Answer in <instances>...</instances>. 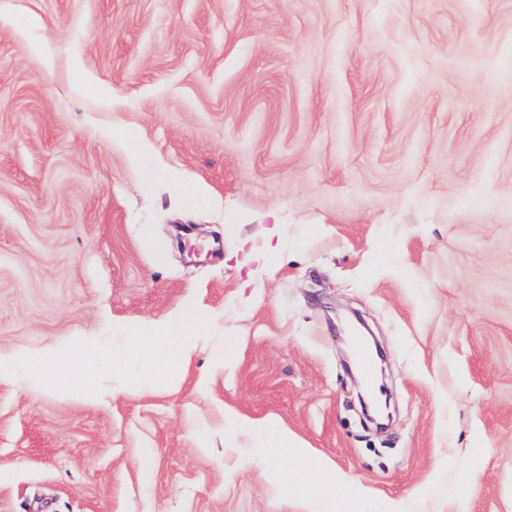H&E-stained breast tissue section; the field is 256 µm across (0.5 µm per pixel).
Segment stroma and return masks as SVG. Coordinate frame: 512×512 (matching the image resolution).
<instances>
[{
  "label": "stroma",
  "instance_id": "35a3bbf8",
  "mask_svg": "<svg viewBox=\"0 0 512 512\" xmlns=\"http://www.w3.org/2000/svg\"><path fill=\"white\" fill-rule=\"evenodd\" d=\"M190 311L175 386L0 375V512H305L228 408L348 512H512V0H0V360ZM252 435L256 448H260V456L266 459L280 458L288 455L295 459L296 465L287 478L280 477L275 467L267 466L263 470L266 480L277 479L281 482L285 493L300 498L309 504L308 512H339L342 503L336 500L332 487L336 483V474L328 472L321 464H308L300 459V451L296 447L293 436L288 428L279 422L269 419L239 418L225 412V419Z\"/></svg>",
  "mask_w": 512,
  "mask_h": 512
}]
</instances>
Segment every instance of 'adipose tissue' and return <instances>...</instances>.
<instances>
[{"mask_svg": "<svg viewBox=\"0 0 512 512\" xmlns=\"http://www.w3.org/2000/svg\"><path fill=\"white\" fill-rule=\"evenodd\" d=\"M207 319L201 314H184L172 321L150 327L134 326L127 330L124 344L111 357H104L100 348L90 342L53 350L52 358L63 360L81 356L83 379L79 388L83 394L94 393L100 382V371L112 370L113 389H123L129 379H137L143 388L158 383L173 385L180 370L190 363L201 343L207 341ZM136 360L139 370L129 376L127 360ZM229 421L242 431L252 435L266 459L289 456L296 465L287 478H280L275 467L269 465L263 471L268 480H280L285 493L308 503V512H341L342 504L336 498L333 487L336 476L320 464H310L301 459L293 436L279 422L269 419H249L230 416Z\"/></svg>", "mask_w": 512, "mask_h": 512, "instance_id": "1", "label": "adipose tissue"}]
</instances>
